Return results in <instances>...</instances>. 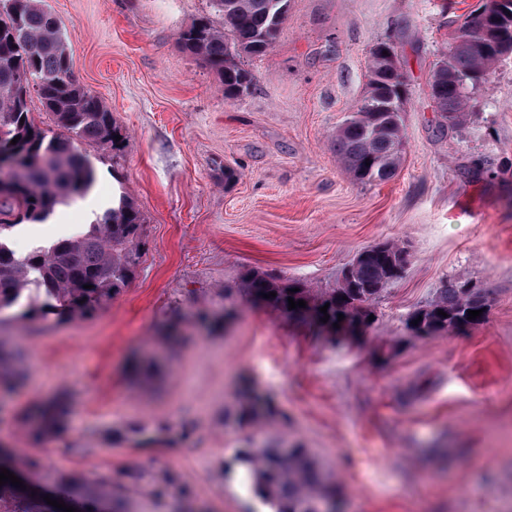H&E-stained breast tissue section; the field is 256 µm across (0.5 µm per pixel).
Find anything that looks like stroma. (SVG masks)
Here are the masks:
<instances>
[{"mask_svg":"<svg viewBox=\"0 0 512 512\" xmlns=\"http://www.w3.org/2000/svg\"><path fill=\"white\" fill-rule=\"evenodd\" d=\"M41 4L126 140L116 154L85 144L91 195L8 243L51 242L123 193L146 245L93 317L0 324L23 376L0 400V442L43 459L38 480L59 492L173 470L196 512H268L242 469H225L246 437L310 448L342 512H512V54L458 126L442 125L430 95L450 20L480 0H290L278 40L244 58L255 86L240 100L177 44L208 0ZM387 39L408 83L406 150L391 179L361 183L337 158L336 130ZM381 241L410 262L357 338L315 337L242 288L255 271L335 288ZM464 281L487 292L486 320L414 336L409 315ZM144 358L157 363L147 375L132 368ZM246 384L274 401L262 425L235 418ZM60 393L72 402L64 431L35 439L26 411Z\"/></svg>","mask_w":512,"mask_h":512,"instance_id":"stroma-1","label":"stroma"}]
</instances>
